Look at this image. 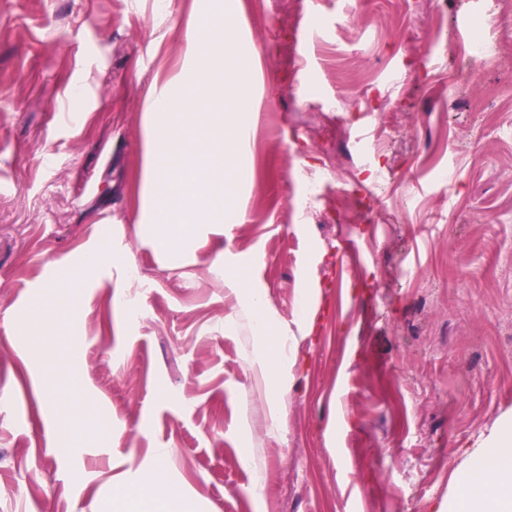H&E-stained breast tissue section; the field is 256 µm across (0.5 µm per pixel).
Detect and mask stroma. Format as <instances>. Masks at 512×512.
<instances>
[{
  "mask_svg": "<svg viewBox=\"0 0 512 512\" xmlns=\"http://www.w3.org/2000/svg\"><path fill=\"white\" fill-rule=\"evenodd\" d=\"M434 2L234 0L228 16L168 0L161 19L156 0H0V512H102L156 448L170 451L156 497L176 491L193 512L447 499L460 445L512 417V29L487 0ZM225 22L260 55L254 177L229 199L249 219L171 269L137 235L145 100L187 37ZM481 42L496 65L473 58ZM321 157L336 177L307 206ZM105 225L141 285L79 289L59 326L93 401L68 449L51 409L70 382L27 322ZM343 235L357 253L340 254ZM223 262L251 272L297 338L278 412Z\"/></svg>",
  "mask_w": 512,
  "mask_h": 512,
  "instance_id": "stroma-1",
  "label": "stroma"
}]
</instances>
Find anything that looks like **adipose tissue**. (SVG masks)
I'll return each mask as SVG.
<instances>
[{
	"mask_svg": "<svg viewBox=\"0 0 512 512\" xmlns=\"http://www.w3.org/2000/svg\"><path fill=\"white\" fill-rule=\"evenodd\" d=\"M79 263L84 280H97L102 269L110 267L124 272L122 287L132 285L130 274L135 267L126 250L91 248L81 253ZM223 277L225 287L250 319L251 332L258 342L254 361L267 383L268 406L277 409L282 374L295 364L296 353L287 333L276 332L264 289L238 271L224 272ZM47 306V313L30 320L28 328L35 335L52 332L50 363L67 369L73 379H80L78 347L68 337L53 333L57 317L73 312L75 297L69 292H54ZM462 455L464 460L454 471L447 500L437 504L433 512H512V420L499 423L486 438L463 449Z\"/></svg>",
	"mask_w": 512,
	"mask_h": 512,
	"instance_id": "adipose-tissue-1",
	"label": "adipose tissue"
}]
</instances>
